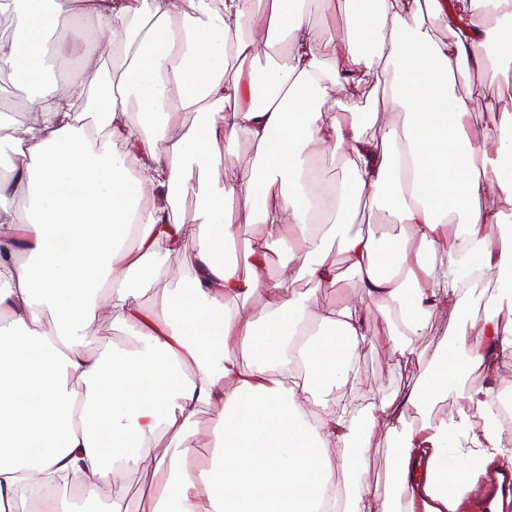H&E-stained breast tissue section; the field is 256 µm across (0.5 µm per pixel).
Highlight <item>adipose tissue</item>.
I'll list each match as a JSON object with an SVG mask.
<instances>
[{"label":"adipose tissue","mask_w":512,"mask_h":512,"mask_svg":"<svg viewBox=\"0 0 512 512\" xmlns=\"http://www.w3.org/2000/svg\"><path fill=\"white\" fill-rule=\"evenodd\" d=\"M345 6L349 28L335 41L310 23L307 0H0L19 25L0 39V71L34 88L26 121L0 113V144L13 151L0 174V512H33L27 486L51 492V512H457L490 463L512 461L489 392L467 385L476 370L512 365V214L485 201L491 186L512 194V115L474 145L469 101L455 92L471 67L512 73V0ZM409 10L440 16L447 38L408 26ZM474 11L484 26L467 21ZM76 14L130 54L118 75L100 76L94 40L82 49L87 77L46 79L61 50L52 32ZM277 44L285 65L246 68ZM369 84L383 89L374 111L347 110ZM243 147L251 164L214 180ZM330 147L348 178L327 188L308 159ZM241 197L263 226L247 274L227 256ZM364 197L399 234L381 243L356 226ZM329 239L373 308H318L287 275H265L283 247L311 279L335 281ZM174 260L190 267L187 283L145 305ZM475 272L496 286L482 344L469 345L461 322L421 350L433 314L473 297L462 283ZM258 292L269 308L255 317L246 304ZM104 317L127 345L92 349ZM380 340L419 366L388 401L356 371ZM449 396L462 402L456 414L426 418ZM201 412L216 422L202 465ZM381 426L396 448L380 493L356 476ZM160 434L166 477L129 508L112 479L136 472ZM69 470L80 497L55 482Z\"/></svg>","instance_id":"obj_1"}]
</instances>
